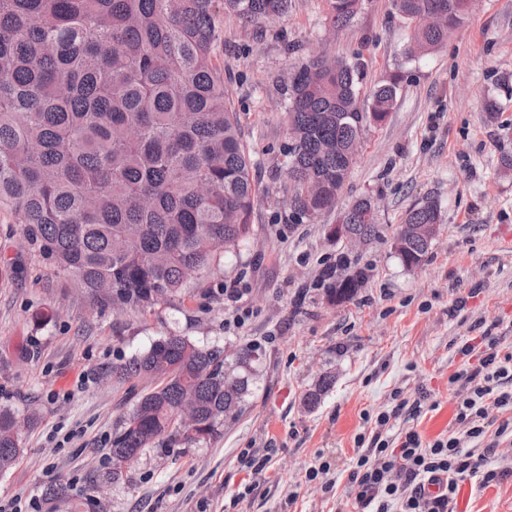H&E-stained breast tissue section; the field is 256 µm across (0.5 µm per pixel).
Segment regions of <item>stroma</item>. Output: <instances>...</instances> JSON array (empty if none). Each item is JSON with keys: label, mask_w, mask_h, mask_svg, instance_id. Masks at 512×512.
<instances>
[{"label": "stroma", "mask_w": 512, "mask_h": 512, "mask_svg": "<svg viewBox=\"0 0 512 512\" xmlns=\"http://www.w3.org/2000/svg\"><path fill=\"white\" fill-rule=\"evenodd\" d=\"M215 63L255 163V233L214 272L146 309L113 306L79 288L0 207V406L26 423L23 452L0 475V502L39 512H350L357 437L379 411L398 410L393 433L430 441L457 428L459 350L491 330L512 348V0H478L437 51L409 59L411 34L391 0H363L332 30L326 0H292L288 13L251 27L219 13ZM300 54H288L285 43ZM361 66L360 102L399 79L383 123L364 126L339 206L371 197L382 238L351 250L328 235L335 212L296 220L283 189L289 141L284 82L304 57ZM498 104L489 118L486 100ZM443 222L421 268L391 248L405 212L424 200ZM367 274L335 301L331 270ZM238 294L228 301L227 291ZM170 335L226 355H251L254 375L236 420L196 444L164 442L112 477V437L148 379L112 369ZM331 375L316 408L305 395ZM427 396L421 416L408 406ZM265 459L252 473L248 458ZM318 469L314 479L306 473ZM67 499L48 502V485ZM457 512H512V478L459 484Z\"/></svg>", "instance_id": "35a3bbf8"}]
</instances>
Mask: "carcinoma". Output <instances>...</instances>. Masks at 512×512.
I'll return each mask as SVG.
<instances>
[{"mask_svg":"<svg viewBox=\"0 0 512 512\" xmlns=\"http://www.w3.org/2000/svg\"><path fill=\"white\" fill-rule=\"evenodd\" d=\"M219 2L260 27L288 12L291 0H0V204L80 288L121 308L178 296L187 269L213 271L223 249L253 233L251 158L214 63ZM326 3L335 30L361 8V0ZM392 6L412 26L413 58L448 38L425 17L438 11L456 28L470 0ZM293 73L283 169L303 218L336 208L357 162L363 109L357 66L316 55ZM398 90L395 79L376 84L374 120L392 112ZM370 211L363 196L338 220L370 242L383 232ZM440 223L434 200L406 211L396 250L405 267L431 249L411 226ZM364 280L359 270L331 291L346 300ZM249 363L246 351L233 363L218 348L168 336L112 368L121 377L159 378L115 434L112 455L119 461L178 439L175 413L188 405L204 436H213L242 410ZM226 371L239 376L233 392L224 390ZM21 451L20 421L0 408V474Z\"/></svg>","mask_w":512,"mask_h":512,"instance_id":"1","label":"carcinoma"}]
</instances>
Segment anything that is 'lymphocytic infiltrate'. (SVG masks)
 <instances>
[{"label":"lymphocytic infiltrate","instance_id":"1","mask_svg":"<svg viewBox=\"0 0 512 512\" xmlns=\"http://www.w3.org/2000/svg\"><path fill=\"white\" fill-rule=\"evenodd\" d=\"M483 352L467 344L463 356L477 361L461 371L464 391L456 402V417L465 424L464 435L455 432L426 442L416 430L387 438L391 415L379 412L370 448L359 453L348 476L347 496L359 512H454L459 483L465 477L487 486L512 476V466L492 464L503 436L512 435V417L491 426V410H512V351H502L494 337L480 339ZM484 443L482 453L465 450V441Z\"/></svg>","mask_w":512,"mask_h":512}]
</instances>
